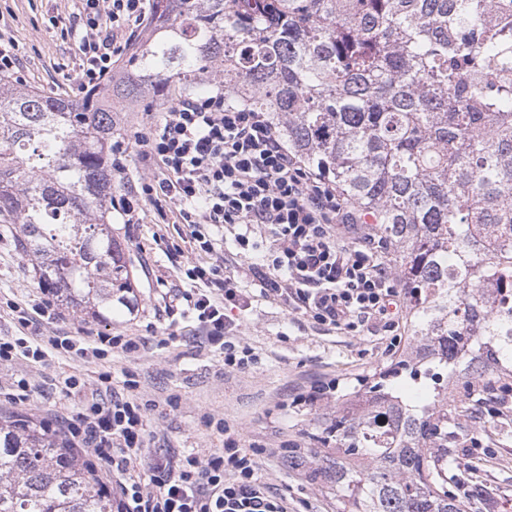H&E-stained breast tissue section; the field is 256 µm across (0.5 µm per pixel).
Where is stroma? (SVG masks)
Returning <instances> with one entry per match:
<instances>
[{"mask_svg": "<svg viewBox=\"0 0 512 512\" xmlns=\"http://www.w3.org/2000/svg\"><path fill=\"white\" fill-rule=\"evenodd\" d=\"M80 0H0V29L18 43L26 84L45 92L77 97L74 81L59 68L73 64L77 54L72 37L62 25L76 19ZM186 228L164 223L154 213L137 224L112 215V235L122 244L136 284L131 307L113 308L106 320L64 309L59 332L77 330L141 337L145 346L133 355L112 352L107 359L88 364L73 355H57L42 364L25 361L0 364V384L24 376L34 388L24 406L0 407L4 416H21L40 424L55 412L76 408L80 398L61 397L55 389L59 376L73 374L94 382L99 373L121 380L123 371L135 372L143 399L156 401L150 414L152 448L179 453L186 448L214 451L224 439L207 416L224 419L240 432V444L261 448V474L270 492L288 497V512H336V498L307 483L285 459L289 449L310 448L330 406L305 404L313 386L335 381L339 389L371 377L397 354L387 336H354L294 315L287 304L261 296L241 320L240 334L261 356L245 372L228 371L221 356L201 349L193 340L190 317L168 321L161 295L165 287L183 285L182 268L190 253H175ZM35 263L18 249L12 225L0 222V335H17L8 302L21 304L41 295ZM154 330H147V323ZM174 326L173 342L162 343V332ZM453 394L457 411L448 420V445L438 449L445 464L450 492L467 485L466 512H512V393L497 387L475 391L458 384Z\"/></svg>", "mask_w": 512, "mask_h": 512, "instance_id": "obj_1", "label": "stroma"}]
</instances>
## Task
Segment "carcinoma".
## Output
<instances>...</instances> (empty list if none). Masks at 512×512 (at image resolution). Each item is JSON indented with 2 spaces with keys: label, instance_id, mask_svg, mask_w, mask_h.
Wrapping results in <instances>:
<instances>
[{
  "label": "carcinoma",
  "instance_id": "carcinoma-1",
  "mask_svg": "<svg viewBox=\"0 0 512 512\" xmlns=\"http://www.w3.org/2000/svg\"><path fill=\"white\" fill-rule=\"evenodd\" d=\"M117 78L80 99L0 81V216L39 285L108 319L133 285L112 238V103L219 79L393 249L411 336L288 449L338 512H465L445 494L448 390L512 377V0H153ZM0 512H112L49 430L0 420Z\"/></svg>",
  "mask_w": 512,
  "mask_h": 512
}]
</instances>
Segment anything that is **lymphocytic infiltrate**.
Returning a JSON list of instances; mask_svg holds the SVG:
<instances>
[{
  "mask_svg": "<svg viewBox=\"0 0 512 512\" xmlns=\"http://www.w3.org/2000/svg\"><path fill=\"white\" fill-rule=\"evenodd\" d=\"M147 0H82L78 83L93 87L112 74L129 43L119 31L143 27ZM137 154L143 175L113 207L128 223L146 208L175 211L187 225L191 253L212 263L187 269L188 289L164 305L175 315L187 305L202 346L240 372L257 364L253 348L237 334L231 311L245 313L250 296L224 272L216 254V229H227L243 252L263 250L256 273L260 296L292 302L306 320L360 334L381 328L400 335L407 296L384 261L385 249L369 224L336 189L291 153L271 113L228 104L223 90L179 97L158 120L135 132L133 142L112 143V171L123 174ZM137 336L53 334L32 342L0 336V362L45 361L75 353L85 362L112 350L138 352ZM133 373L122 389L99 378L72 415L55 419V433L104 466L117 495L116 512H288V499L271 494L260 475L261 449L239 445V432L217 420L219 452L172 455L151 451L147 413Z\"/></svg>",
  "mask_w": 512,
  "mask_h": 512,
  "instance_id": "lymphocytic-infiltrate-1",
  "label": "lymphocytic infiltrate"
}]
</instances>
